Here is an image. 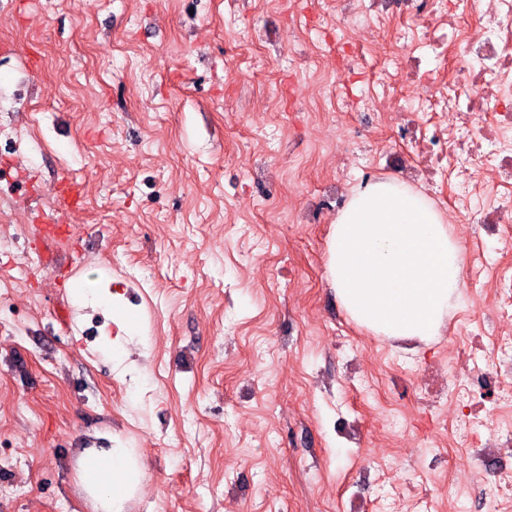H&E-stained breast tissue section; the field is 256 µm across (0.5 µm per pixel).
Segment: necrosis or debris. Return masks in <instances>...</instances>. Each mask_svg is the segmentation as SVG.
I'll return each mask as SVG.
<instances>
[{"instance_id": "necrosis-or-debris-1", "label": "necrosis or debris", "mask_w": 512, "mask_h": 512, "mask_svg": "<svg viewBox=\"0 0 512 512\" xmlns=\"http://www.w3.org/2000/svg\"><path fill=\"white\" fill-rule=\"evenodd\" d=\"M339 26L330 54L348 53L367 66L362 30L392 26L404 49L406 76L415 93L398 107L399 138L420 159L424 191L451 193L458 203L448 209L452 224L484 225L488 238L512 235V0H335ZM393 81L373 76L356 95L357 116L342 139L322 141V148L344 155L337 183L349 167L370 169L367 143L377 128L364 115L392 98ZM479 347L452 342L453 366L446 389L464 399L448 429L468 440L485 408L508 411L505 436L493 445L512 456V366L481 369Z\"/></svg>"}]
</instances>
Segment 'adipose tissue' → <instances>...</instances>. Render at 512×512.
<instances>
[{"mask_svg": "<svg viewBox=\"0 0 512 512\" xmlns=\"http://www.w3.org/2000/svg\"><path fill=\"white\" fill-rule=\"evenodd\" d=\"M327 271L348 316L375 335H437L462 300L461 248L453 227L396 180L356 190L331 226ZM95 512H122L143 474L131 448H87L76 460Z\"/></svg>", "mask_w": 512, "mask_h": 512, "instance_id": "1", "label": "adipose tissue"}]
</instances>
